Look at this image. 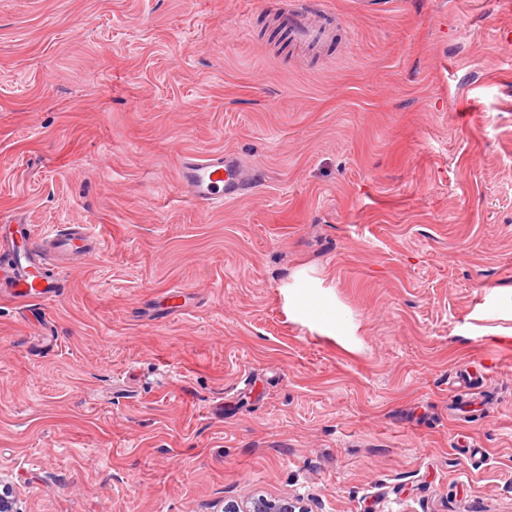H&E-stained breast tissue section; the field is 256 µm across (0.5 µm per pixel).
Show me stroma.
Listing matches in <instances>:
<instances>
[{
    "instance_id": "stroma-1",
    "label": "stroma",
    "mask_w": 512,
    "mask_h": 512,
    "mask_svg": "<svg viewBox=\"0 0 512 512\" xmlns=\"http://www.w3.org/2000/svg\"><path fill=\"white\" fill-rule=\"evenodd\" d=\"M293 4L333 40L266 35ZM505 32L512 0H0V217L101 240L0 302L21 512H512ZM220 151L265 180L208 208L179 161ZM300 272L353 345L285 318ZM224 512H310L302 501L258 496L249 501L224 506Z\"/></svg>"
}]
</instances>
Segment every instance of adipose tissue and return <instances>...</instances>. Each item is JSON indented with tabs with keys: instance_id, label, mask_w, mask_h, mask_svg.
<instances>
[{
	"instance_id": "adipose-tissue-1",
	"label": "adipose tissue",
	"mask_w": 512,
	"mask_h": 512,
	"mask_svg": "<svg viewBox=\"0 0 512 512\" xmlns=\"http://www.w3.org/2000/svg\"><path fill=\"white\" fill-rule=\"evenodd\" d=\"M284 311L288 318L302 321L317 332L349 338L357 326L346 317L330 289L308 276H297L285 294Z\"/></svg>"
}]
</instances>
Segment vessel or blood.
<instances>
[{
	"instance_id": "b4317fda",
	"label": "vessel or blood",
	"mask_w": 512,
	"mask_h": 512,
	"mask_svg": "<svg viewBox=\"0 0 512 512\" xmlns=\"http://www.w3.org/2000/svg\"><path fill=\"white\" fill-rule=\"evenodd\" d=\"M291 34L302 41H312L328 31L332 16L324 10L296 9L286 14ZM179 179L188 197L205 206H219L250 192L261 180L258 168L246 165L236 155L216 153L207 157L184 156L180 161ZM35 251L81 257L99 246L98 239L83 224H69L31 240ZM0 278L9 280V291L0 299L22 303L56 297L59 282L44 278L37 267L14 263L1 268Z\"/></svg>"
}]
</instances>
